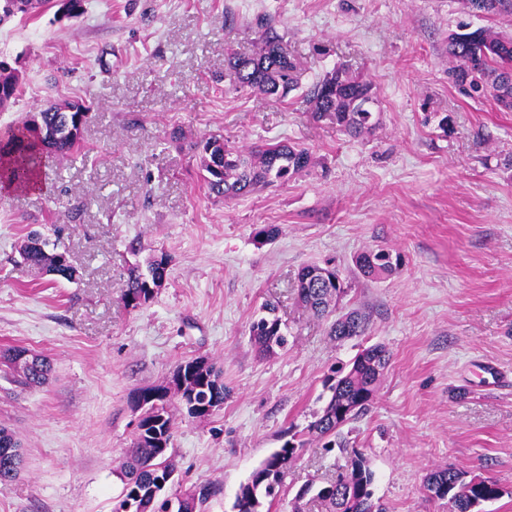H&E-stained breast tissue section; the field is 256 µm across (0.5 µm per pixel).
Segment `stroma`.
<instances>
[{"label":"stroma","instance_id":"stroma-1","mask_svg":"<svg viewBox=\"0 0 512 512\" xmlns=\"http://www.w3.org/2000/svg\"><path fill=\"white\" fill-rule=\"evenodd\" d=\"M464 20L512 34V17H468L462 0H85L71 21L48 9L0 25V55L21 72L0 129L49 102L90 112L88 154L57 161L46 190L0 191V349L52 364L29 388L0 361V428L24 452L0 512H113L140 418L132 393L195 358L220 370L224 404L176 416V477L221 484L208 512H233L251 472L321 413L326 377L377 344L391 360L370 406L340 448L309 438L270 512H291L303 485L358 453L387 512H450L423 483L448 466L496 480L504 494L484 512H512V112L449 81L446 40ZM264 22L301 69L282 100L226 76ZM341 64L378 99L376 129L356 139L314 121L305 97ZM210 135L299 145L316 165L218 198L195 148ZM268 224L271 240L258 234ZM35 230L58 236L77 280L22 263ZM378 248L396 269L362 276L355 256ZM162 254L163 287L126 306L131 269ZM326 263L344 281L338 313H365L364 334L335 340L300 306L298 271ZM270 301L288 346L263 356L249 327Z\"/></svg>","mask_w":512,"mask_h":512}]
</instances>
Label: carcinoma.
<instances>
[{
	"label": "carcinoma",
	"mask_w": 512,
	"mask_h": 512,
	"mask_svg": "<svg viewBox=\"0 0 512 512\" xmlns=\"http://www.w3.org/2000/svg\"><path fill=\"white\" fill-rule=\"evenodd\" d=\"M497 3V6L472 14L479 17L512 15V0H475L477 3ZM50 0H0V24L21 14L35 16ZM283 38L270 24L264 25L260 48L253 55L233 54L228 57L227 72L235 89L257 90L269 96L286 97L299 88V68L291 56L282 53ZM465 58L477 61L472 70L461 68ZM448 78L465 98L474 101L493 100L500 109L512 111V38L489 28L469 30L462 23L459 30L448 34ZM308 102L313 117L329 119L336 129L351 137L369 134L376 127V97L371 83L354 78L343 68H337L313 85ZM37 121L21 122L0 135V185L17 189L39 179L55 159L63 158L82 146V132L71 124L70 113L62 104L50 103L35 110ZM201 153L202 179L209 190L224 197L248 194L258 187L288 183L294 176L315 166L309 149L299 146L269 144L258 150L243 151L228 146L224 138L211 135L196 144ZM48 239L35 233L21 246L25 264L45 273L72 282L78 271L72 265L57 264L58 253L47 251ZM58 247V244L51 245ZM355 265L368 278H377L393 271L390 253L367 250L355 257ZM325 270L336 278L327 287L320 283L318 271ZM168 257H155L147 272L131 274L124 299L127 306L137 308L147 304L155 289L166 280ZM343 293L336 270L317 264L304 266L297 277L298 303L318 319L333 312L332 303ZM264 314L255 319L250 337L263 354H271L288 345L287 334L276 306L267 303ZM369 318L358 312L345 313L332 322L329 335L343 340L363 333ZM0 358L16 372L24 386L37 387L49 380L50 362L25 347H8ZM389 361L388 351L381 345L364 350L351 368L339 378L327 379L330 397L322 412L307 426L309 434L330 438L325 447L332 449V437L348 421L367 410L380 378ZM133 406L144 411L139 420L133 443L121 462L123 489L113 512H206L210 500L220 493L216 483L195 486L180 496L169 497L163 482L175 475L172 448L175 412L181 411L192 419H205L211 410L224 405V380L221 373L204 359L179 363L162 385L136 390L131 397ZM306 441L294 434L273 451L248 481L240 486L233 505L234 512H263L264 500L275 498L288 464L293 462ZM21 444L14 433L0 428V482L16 478L21 466ZM374 472L361 456L351 461L350 468L320 485H309L298 497L310 493L326 512H385L374 500ZM434 497L448 500L453 512H481V506L500 499L504 490L487 477L470 476L448 467L435 471L426 481Z\"/></svg>",
	"instance_id": "cac0c4a2"
}]
</instances>
